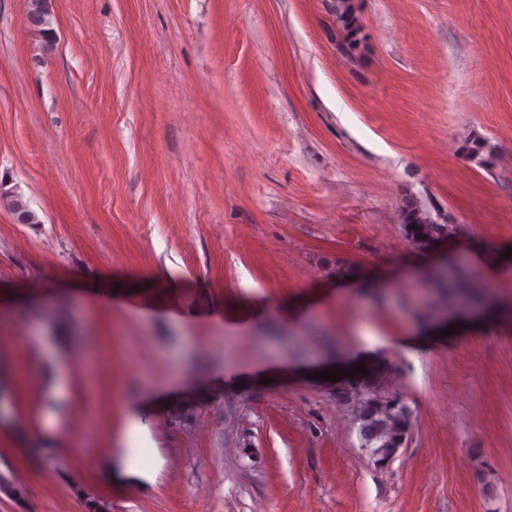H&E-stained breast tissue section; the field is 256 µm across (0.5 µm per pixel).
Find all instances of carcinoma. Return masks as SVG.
I'll list each match as a JSON object with an SVG mask.
<instances>
[{
  "mask_svg": "<svg viewBox=\"0 0 512 512\" xmlns=\"http://www.w3.org/2000/svg\"><path fill=\"white\" fill-rule=\"evenodd\" d=\"M27 22L31 30L50 40L53 35L48 0H27ZM468 157L486 165L493 158L487 142L472 138L465 145ZM8 209L20 224L39 223L37 215L20 194L3 197ZM404 232L411 245L426 250L432 244L451 236L454 224H438L425 211L408 206L403 215ZM336 399L352 408L361 448L369 454L380 448H401L413 424V415L402 397L385 390L376 382L374 373L347 378L337 389Z\"/></svg>",
  "mask_w": 512,
  "mask_h": 512,
  "instance_id": "cac0c4a2",
  "label": "carcinoma"
}]
</instances>
